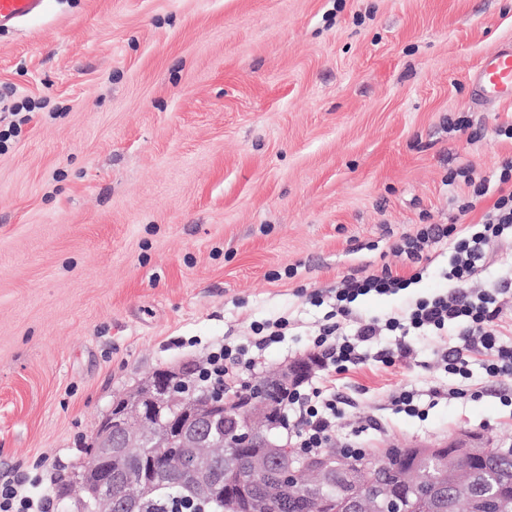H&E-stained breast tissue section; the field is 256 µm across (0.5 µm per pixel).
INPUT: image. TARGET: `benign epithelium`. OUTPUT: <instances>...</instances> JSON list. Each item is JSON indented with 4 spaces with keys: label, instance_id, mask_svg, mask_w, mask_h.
Here are the masks:
<instances>
[{
    "label": "benign epithelium",
    "instance_id": "1",
    "mask_svg": "<svg viewBox=\"0 0 512 512\" xmlns=\"http://www.w3.org/2000/svg\"><path fill=\"white\" fill-rule=\"evenodd\" d=\"M310 369L301 361L287 363L268 376L270 382L289 379ZM182 374L166 370L152 384L135 388L117 408L124 421L123 431L112 436V414L101 421L95 436L96 448L83 477L79 492L92 500V512H135V507L121 506L112 495V458L127 455L132 448H165L177 463L178 475L192 494L209 498L219 488L221 472L213 467L212 449L224 447V431H229L230 445L262 449L254 457V471L271 472L272 479L259 490L244 492L249 512H266L269 501L288 489L305 486L311 491L324 490L336 480L344 481L341 507L347 512H403L401 499L385 480L358 486L349 478L347 465L338 456L299 458L276 436V412L267 403L241 413L224 404L212 406L176 390ZM480 436L465 432L457 435L451 450L439 467L440 476L431 478L414 467L417 478L406 483L408 492L422 500L443 498L449 494L459 499L474 495V482L461 464L466 460L491 454L496 449L477 444Z\"/></svg>",
    "mask_w": 512,
    "mask_h": 512
}]
</instances>
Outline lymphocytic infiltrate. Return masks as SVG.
Returning <instances> with one entry per match:
<instances>
[{
	"instance_id": "lymphocytic-infiltrate-1",
	"label": "lymphocytic infiltrate",
	"mask_w": 512,
	"mask_h": 512,
	"mask_svg": "<svg viewBox=\"0 0 512 512\" xmlns=\"http://www.w3.org/2000/svg\"><path fill=\"white\" fill-rule=\"evenodd\" d=\"M477 210L482 213L480 220L464 223V216ZM457 211V218L450 223L421 225L415 233L402 235L394 246L397 255L417 265L425 260L426 248L449 241L452 252L444 276L452 284L451 291L418 300L406 311L384 319L354 322L350 319V305L358 297L394 294L417 283L419 277H403L387 266L361 276L344 277L334 292V309L313 340L322 367L333 373H346L351 366L361 363L360 345L371 342L381 331H397L405 336L412 330L427 329L440 334L454 332L461 342L445 360L449 373L460 379L458 387L451 390L453 397H478L467 385L470 352L485 355L489 377H512V345H504L497 330L502 311L499 292L471 286L474 275L487 259L488 243L512 232V158L502 162L496 180L483 178L473 184ZM289 325L285 317L257 323L253 326L250 348L227 343L213 349L194 372L193 385L220 393L228 388L246 391L249 373L260 365V352L279 342ZM284 404L294 414L287 430L293 447L312 454L332 447L336 421L343 414L335 393L309 382L299 383L289 389Z\"/></svg>"
}]
</instances>
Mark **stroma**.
I'll use <instances>...</instances> for the list:
<instances>
[{"label":"stroma","mask_w":512,"mask_h":512,"mask_svg":"<svg viewBox=\"0 0 512 512\" xmlns=\"http://www.w3.org/2000/svg\"><path fill=\"white\" fill-rule=\"evenodd\" d=\"M512 45V0H48L0 34V480H36L48 512L114 402L154 371L203 364L256 322L288 317L257 376L312 353L328 289L360 267L404 272L393 243L444 224L512 157V106L469 76ZM465 118L467 128L453 124ZM448 249L421 281L352 303L383 317L445 291ZM297 269L284 277L286 267ZM476 285L505 289L512 246ZM406 344L385 368L377 352ZM454 336L382 332L337 376L336 447L381 454L459 432L512 445V379L474 355L479 399L449 396ZM414 390L427 410L397 412Z\"/></svg>","instance_id":"stroma-1"}]
</instances>
